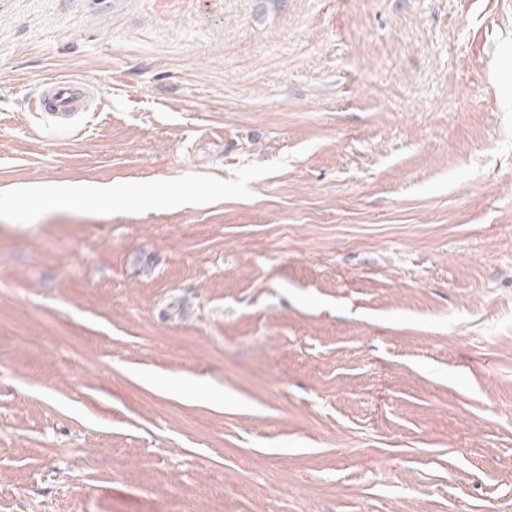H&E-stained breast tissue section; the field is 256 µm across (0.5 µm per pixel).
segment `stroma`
<instances>
[{"instance_id":"35a3bbf8","label":"stroma","mask_w":512,"mask_h":512,"mask_svg":"<svg viewBox=\"0 0 512 512\" xmlns=\"http://www.w3.org/2000/svg\"><path fill=\"white\" fill-rule=\"evenodd\" d=\"M52 181L183 198L0 212V512H512V0H0ZM93 89L84 81L48 79L40 86L37 109L56 120L55 129L68 128L71 116L89 111L94 99Z\"/></svg>"}]
</instances>
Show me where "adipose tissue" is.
<instances>
[{
	"label": "adipose tissue",
	"instance_id": "ef3b65f1",
	"mask_svg": "<svg viewBox=\"0 0 512 512\" xmlns=\"http://www.w3.org/2000/svg\"><path fill=\"white\" fill-rule=\"evenodd\" d=\"M173 197L174 192L170 189L162 192L129 184L101 183H89L76 188L69 183L51 182L27 190L25 197L21 199L1 196L0 206L30 209L34 207L36 201L45 198L56 200L60 207L66 209H79L85 207L90 201L107 198L126 205L153 206L172 200Z\"/></svg>",
	"mask_w": 512,
	"mask_h": 512
}]
</instances>
